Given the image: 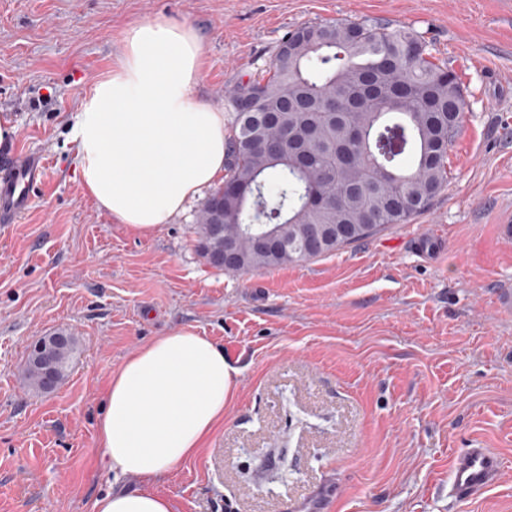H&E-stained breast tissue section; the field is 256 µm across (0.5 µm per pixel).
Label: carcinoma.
<instances>
[{"label": "carcinoma", "instance_id": "1", "mask_svg": "<svg viewBox=\"0 0 512 512\" xmlns=\"http://www.w3.org/2000/svg\"><path fill=\"white\" fill-rule=\"evenodd\" d=\"M286 37L288 59L229 94L236 117L224 184L249 194L220 187L200 211L199 252L209 261L224 252V236H238L239 272L316 259L408 223L444 188L464 118L458 76L412 29L317 23ZM260 139L271 148L256 149ZM313 195L321 207L310 206ZM256 224L279 234L277 251L254 253L239 236ZM55 335L42 360L26 361L37 393L46 391L45 364L59 384L78 353L72 333Z\"/></svg>", "mask_w": 512, "mask_h": 512}]
</instances>
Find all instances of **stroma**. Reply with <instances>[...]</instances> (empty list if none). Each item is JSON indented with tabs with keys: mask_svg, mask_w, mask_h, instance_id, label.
Here are the masks:
<instances>
[{
	"mask_svg": "<svg viewBox=\"0 0 512 512\" xmlns=\"http://www.w3.org/2000/svg\"><path fill=\"white\" fill-rule=\"evenodd\" d=\"M166 19L203 45L194 89L264 75L281 38L322 22L414 29L459 76L462 129L429 209L362 243L232 273L197 249L202 199L154 233L96 208L69 128L116 63L124 29ZM0 152H41L46 182L0 230V512H91L153 487L174 512H290L331 491V512H512V0H0ZM195 328L237 368L224 423L153 483L114 478L96 424L109 380L153 339ZM65 329L68 377L35 394L29 347ZM504 462L481 496L448 494L450 461Z\"/></svg>",
	"mask_w": 512,
	"mask_h": 512,
	"instance_id": "35a3bbf8",
	"label": "stroma"
}]
</instances>
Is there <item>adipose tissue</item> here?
I'll return each mask as SVG.
<instances>
[{
  "label": "adipose tissue",
  "instance_id": "ef3b65f1",
  "mask_svg": "<svg viewBox=\"0 0 512 512\" xmlns=\"http://www.w3.org/2000/svg\"><path fill=\"white\" fill-rule=\"evenodd\" d=\"M117 65L97 80L73 118L77 177L96 206L126 229L152 234L224 171V110L198 101L202 45L186 23L129 26ZM237 374L195 329L157 337L110 379L96 431L114 477L151 480L199 453L224 420ZM92 512H173L145 490L109 492Z\"/></svg>",
  "mask_w": 512,
  "mask_h": 512
}]
</instances>
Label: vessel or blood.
Here are the masks:
<instances>
[{
  "label": "vessel or blood",
  "instance_id": "b4317fda",
  "mask_svg": "<svg viewBox=\"0 0 512 512\" xmlns=\"http://www.w3.org/2000/svg\"><path fill=\"white\" fill-rule=\"evenodd\" d=\"M0 170L6 173L0 182V222L8 224L27 209L47 163L37 153L10 155L0 158ZM502 469V459L489 449H465L452 459L449 491L459 501L474 499L498 482Z\"/></svg>",
  "mask_w": 512,
  "mask_h": 512
}]
</instances>
